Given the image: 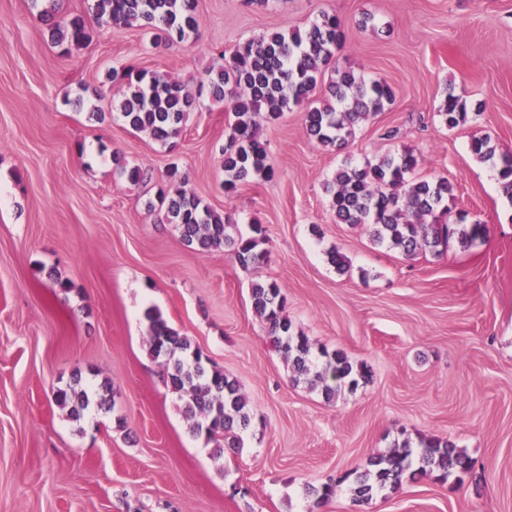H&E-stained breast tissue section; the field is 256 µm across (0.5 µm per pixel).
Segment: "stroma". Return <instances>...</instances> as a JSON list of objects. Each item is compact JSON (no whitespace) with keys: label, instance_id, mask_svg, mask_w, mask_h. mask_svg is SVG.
<instances>
[{"label":"stroma","instance_id":"stroma-1","mask_svg":"<svg viewBox=\"0 0 512 512\" xmlns=\"http://www.w3.org/2000/svg\"><path fill=\"white\" fill-rule=\"evenodd\" d=\"M90 3L0 0V512H512V201L469 149L487 136L512 153V0H197L198 31L179 47L136 24L99 26ZM45 8L84 14L91 41L52 44ZM324 12L344 32L340 61L395 95L344 150L311 139L301 110L285 113L261 125L273 177L228 194L225 104L202 97L167 145L112 111V69L193 88L239 45ZM450 84L474 109L453 130L438 116ZM405 148L418 177L454 184L452 210L485 224L483 239L407 259L336 223L337 169ZM117 155L151 181L120 178ZM173 166L230 215L231 235L262 227L261 264L199 255L158 222L147 203ZM271 279L295 331L366 364L368 381L330 401L292 381L250 301L251 284ZM145 304L238 381L254 415L243 448L190 432L134 319ZM75 373L111 381L110 410L76 421L54 403ZM403 432L451 440L472 473L406 479L354 505L353 477ZM328 482L334 495L315 506L308 487Z\"/></svg>","mask_w":512,"mask_h":512}]
</instances>
